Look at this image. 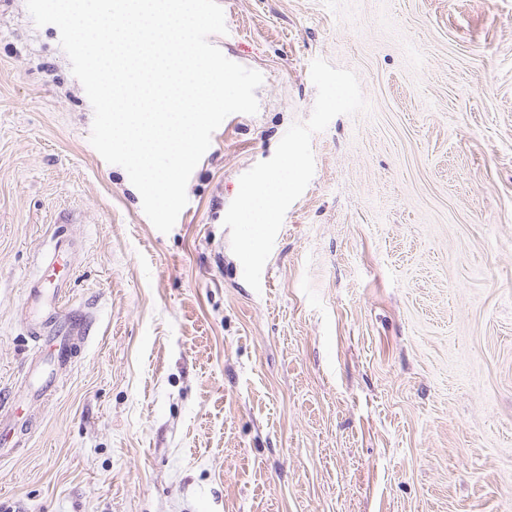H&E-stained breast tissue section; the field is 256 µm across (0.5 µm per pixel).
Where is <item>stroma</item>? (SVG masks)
Here are the masks:
<instances>
[{"mask_svg": "<svg viewBox=\"0 0 512 512\" xmlns=\"http://www.w3.org/2000/svg\"><path fill=\"white\" fill-rule=\"evenodd\" d=\"M259 71L169 233L89 142L93 109L26 0H0V512H512V0H218ZM314 176L250 288L223 224L240 176L317 96ZM72 254L91 338L50 398L27 286ZM18 398L12 393L0 394V443L1 439L6 443L11 435L12 418L16 419L20 404Z\"/></svg>", "mask_w": 512, "mask_h": 512, "instance_id": "stroma-1", "label": "stroma"}]
</instances>
